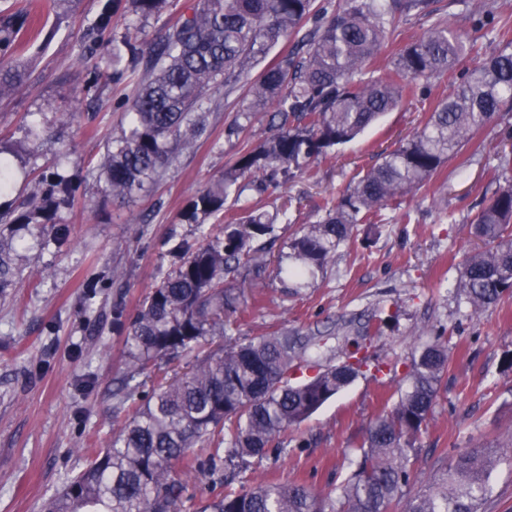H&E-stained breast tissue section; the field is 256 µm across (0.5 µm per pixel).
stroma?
I'll use <instances>...</instances> for the list:
<instances>
[{
  "mask_svg": "<svg viewBox=\"0 0 512 512\" xmlns=\"http://www.w3.org/2000/svg\"><path fill=\"white\" fill-rule=\"evenodd\" d=\"M483 0H435L437 16L466 33L471 51L433 79L431 101L480 58L512 48V29L479 27ZM24 13L28 50L26 81L0 102V147L16 180L26 172L56 165L69 175L98 160L106 138L121 132V115L78 104L79 91L93 79L82 59L83 33L96 0H6ZM428 17L400 21L374 67L385 73L398 53L422 37ZM245 90L220 100L210 115L206 138L181 154L148 193L124 202L105 197L94 177L80 189L84 201L62 210L69 230L63 247L42 245L28 235L16 261L25 279L0 301V512H43L47 498L63 489L84 465V449L103 446L125 422L124 339L112 330V305L135 312L162 272L174 267L175 238L191 234L179 213L193 193L220 179L241 145L254 144L268 123L255 122L235 141L234 121ZM428 117L419 102L387 113L355 140L311 166L293 181L265 194L260 204L278 223L275 250H287L302 225L314 223L315 201L338 195L357 168H370L381 151L421 127ZM48 127L64 144L52 154L26 133L30 120ZM512 130V110L446 162L437 179L383 210V222L359 234L330 262L326 276L298 294H286L276 277L245 288L234 338L250 340L287 329L311 337L292 376L299 383L316 369L343 362L358 351L368 359L356 380L327 401L299 428L280 437L278 457L252 460L243 486L263 480L298 482L322 495H336L351 473L349 454L385 402H396L408 386L413 355L437 339L448 342V371L427 425L409 449L407 496L426 490L459 449L512 441V297L476 312L457 296L458 266L481 248L470 220L499 179L512 177L498 144ZM111 287L86 298L95 276Z\"/></svg>",
  "mask_w": 512,
  "mask_h": 512,
  "instance_id": "1",
  "label": "stroma"
}]
</instances>
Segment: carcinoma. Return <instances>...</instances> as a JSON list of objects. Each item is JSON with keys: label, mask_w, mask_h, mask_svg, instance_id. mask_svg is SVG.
<instances>
[{"label": "carcinoma", "mask_w": 512, "mask_h": 512, "mask_svg": "<svg viewBox=\"0 0 512 512\" xmlns=\"http://www.w3.org/2000/svg\"><path fill=\"white\" fill-rule=\"evenodd\" d=\"M433 0H195L153 41L141 46L134 33L118 41L113 17L129 12L138 20L159 16L169 0H98L83 39L85 51L127 56V71L95 68L83 98L97 109L109 107L103 89L133 81L131 94L117 102L122 133L104 143L100 161L87 169L108 197L145 192L207 135L216 96L249 86L247 105L229 133L243 131L258 113L273 110L272 131L245 146L224 178L200 188L182 212L194 227L196 243L174 249L177 264L166 272L137 309L112 305V331L124 335L125 384L133 397L142 375L161 370L160 361L190 359L186 371L160 382L102 448L85 450V464L46 505V512H392L409 482V442L437 404L448 366L447 348L436 342L412 357L409 385L397 403L369 423L353 449L354 470L335 499L299 483L261 482L250 489L196 502L185 469L220 471L253 457L280 453L282 432L308 419L354 382L367 357L319 369L292 385L288 377L303 359L308 336L275 332L239 342L224 339V326L239 310L232 284L250 266L254 243L274 235L277 217L244 206L229 224L210 220L224 212L231 196L247 187L264 193L306 171L334 148L355 138L383 114L413 99L428 100L430 81L447 72L464 50L463 36L436 20L406 46L393 68L370 70L388 33L399 20L432 15ZM23 24L0 12V98L23 83ZM281 42L291 49L251 71ZM512 106V52L503 49L478 62L467 77L429 109L424 126L381 155V162L351 178L343 193L314 205L320 219L303 227L289 243V263L277 275L303 281L326 271L329 261L356 236L358 225L377 224L388 202L428 183L451 158ZM14 181L9 161L0 157V195ZM79 178L42 171L17 209L0 211V299L24 279L12 252L13 228L51 225L50 239L61 247L67 227L56 221L70 207ZM484 248L462 264L457 288L475 311L512 295V178H507L472 219ZM208 449L195 463L192 448ZM503 458L498 448H465L442 469L440 482L406 504V512H477L488 474Z\"/></svg>", "instance_id": "1"}]
</instances>
